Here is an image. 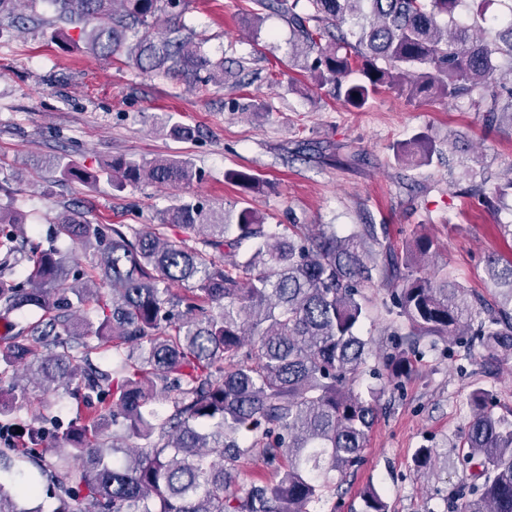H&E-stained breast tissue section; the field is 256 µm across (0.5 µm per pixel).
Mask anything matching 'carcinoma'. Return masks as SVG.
Listing matches in <instances>:
<instances>
[{"label": "carcinoma", "mask_w": 512, "mask_h": 512, "mask_svg": "<svg viewBox=\"0 0 512 512\" xmlns=\"http://www.w3.org/2000/svg\"><path fill=\"white\" fill-rule=\"evenodd\" d=\"M41 1L52 17L36 13ZM472 2L476 11L460 22L462 0H252V21L265 11L287 17L294 55L318 94L356 109L386 87L410 104L465 100L485 127L512 129V22L496 29L485 17L490 0ZM22 3L30 13L18 11ZM184 10L185 0H0V34L28 22L53 38L77 28L73 47L91 55L122 56L192 88L224 84V59L194 41ZM437 153L424 132L393 146L405 166H429ZM56 168L66 180L104 177L118 191L197 177L174 158L114 156L95 173L60 158ZM478 176L465 171V193L498 210L512 178L488 192ZM224 179L245 193L263 186L237 170ZM159 220L90 224L73 211L53 222L44 247L26 240L24 214L0 203V307L39 315L31 334L0 349V391L14 390L29 367L46 392L74 384L75 410L51 466L40 419L22 424L0 512H43L35 471L57 491L52 512H317L363 459L378 419L381 390H355L364 375L408 378L409 353L427 337L468 336L491 363L512 355V255L488 258L499 301L475 310L463 284L428 271L437 243L422 231L401 249L382 224L346 234L290 224L279 234L244 208L229 238L224 209L184 199ZM170 226L185 237L166 236ZM60 239L95 250L96 261L75 274L80 288L69 282ZM376 280L389 296L393 335L406 343L381 369L358 334L369 316L363 289ZM78 312L96 319L97 344L74 321ZM102 349L112 351L106 370L92 361ZM490 398L482 387L470 394L467 451L414 454L423 473L440 463L470 480L457 512H512V419L495 415ZM254 459L270 477L241 489L239 471ZM361 501L362 512H389L373 486Z\"/></svg>", "instance_id": "obj_1"}]
</instances>
